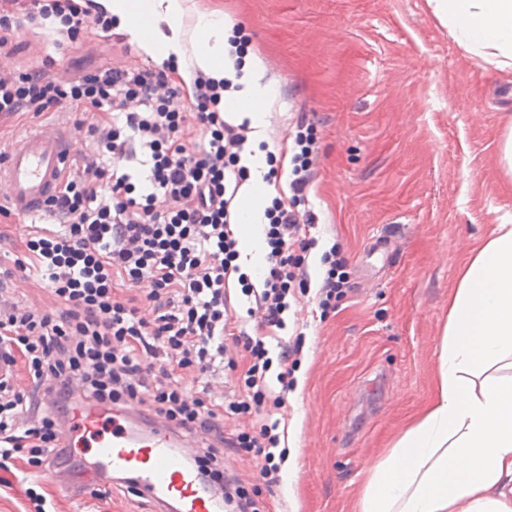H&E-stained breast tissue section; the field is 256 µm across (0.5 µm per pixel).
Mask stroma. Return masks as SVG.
I'll use <instances>...</instances> for the list:
<instances>
[{"mask_svg": "<svg viewBox=\"0 0 512 512\" xmlns=\"http://www.w3.org/2000/svg\"><path fill=\"white\" fill-rule=\"evenodd\" d=\"M220 12L250 39L273 89L266 143L291 147L299 113H316V175L308 188L311 234L349 260L353 289L319 308L323 265L308 264V291L292 303L283 338L302 332L301 361L279 421L287 458L280 481L225 451L266 512H357L368 469L421 410L458 269L492 225L512 222V188L496 162L512 70L466 52L426 0H188ZM9 74L51 68L73 79L101 65L150 64L129 36L88 29L70 40L55 24L24 23L0 50ZM84 112L63 108L0 117V141L52 124L71 131L73 160L94 155L75 131ZM32 220L0 215V266L24 257ZM49 512H148L124 485L110 495L60 496L39 470L16 462L0 476V512H28L26 489Z\"/></svg>", "mask_w": 512, "mask_h": 512, "instance_id": "1", "label": "stroma"}]
</instances>
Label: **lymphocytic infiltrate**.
<instances>
[{"label": "lymphocytic infiltrate", "mask_w": 512, "mask_h": 512, "mask_svg": "<svg viewBox=\"0 0 512 512\" xmlns=\"http://www.w3.org/2000/svg\"><path fill=\"white\" fill-rule=\"evenodd\" d=\"M28 21L55 18L66 34L90 27L109 31L110 20L78 0H28ZM165 65L101 67L76 80L41 70L0 76V116L41 115L65 103L94 113L112 109L111 120H91L86 131L96 154L66 169L61 188L47 210L62 230L43 228L26 243L27 261L0 271V285L44 268L55 310L37 312L14 303L0 305V357L23 365L32 387L41 389L40 415L30 413L28 396L10 374L0 375V468L18 456L42 469L59 446L60 420L77 399L104 408L134 401L152 416L202 435L206 445L196 461L201 474L224 493L228 512H261L241 480L225 474L223 449L251 454L265 483H276L285 460L276 424L263 420L267 406H281L300 361V342L280 340L289 295L306 291L307 255L317 240L310 234L313 213H300L314 176V145L319 120L302 114L290 158V197L273 198L265 209L267 274L262 289L243 283L261 315V336H250L232 311L226 285L239 273L238 241L231 229L232 203L250 175L241 163L248 142L247 123L226 121L219 109L227 82L196 75L191 112L177 105L182 89ZM141 108L127 111L130 101ZM199 127L201 151L185 153L183 140ZM147 156L146 193L140 194L119 163L132 144ZM111 154V164L100 161ZM320 305L351 289L348 260L335 248L325 251ZM149 282L145 294L135 293ZM276 340L278 355L267 342ZM241 345L249 364L225 397L210 398L206 378L227 343ZM279 373H272V366ZM282 388L273 394L267 376ZM253 414L246 431L229 433L224 419Z\"/></svg>", "instance_id": "1"}]
</instances>
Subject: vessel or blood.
Listing matches in <instances>:
<instances>
[{
  "mask_svg": "<svg viewBox=\"0 0 512 512\" xmlns=\"http://www.w3.org/2000/svg\"><path fill=\"white\" fill-rule=\"evenodd\" d=\"M69 142L68 131L42 125L8 146L0 184L6 185L7 203L16 214H43L69 163ZM62 430L68 452L93 455L84 465L85 481L98 483L112 474L130 480L141 496L157 504V512H224L223 499L201 481L194 464L200 436L163 419L139 422L125 410L87 402L77 405ZM45 476L61 492L75 486L62 460H50Z\"/></svg>",
  "mask_w": 512,
  "mask_h": 512,
  "instance_id": "vessel-or-blood-1",
  "label": "vessel or blood"
}]
</instances>
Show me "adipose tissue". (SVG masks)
I'll return each instance as SVG.
<instances>
[{
    "instance_id": "obj_1",
    "label": "adipose tissue",
    "mask_w": 512,
    "mask_h": 512,
    "mask_svg": "<svg viewBox=\"0 0 512 512\" xmlns=\"http://www.w3.org/2000/svg\"><path fill=\"white\" fill-rule=\"evenodd\" d=\"M156 62L175 59L185 80L234 78L224 20L187 0H94ZM439 22L485 63L512 68V0H427ZM240 92L252 136L266 137L271 109L258 58ZM235 234L264 255L268 205L252 183L238 193ZM359 512H512V224L496 225L461 265L448 300L432 397L374 464Z\"/></svg>"
}]
</instances>
